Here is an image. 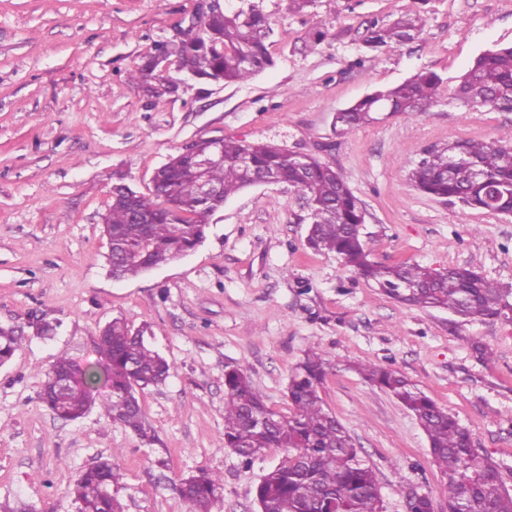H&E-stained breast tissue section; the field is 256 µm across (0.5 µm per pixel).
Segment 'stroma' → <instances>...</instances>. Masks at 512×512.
Instances as JSON below:
<instances>
[{"label": "stroma", "instance_id": "1", "mask_svg": "<svg viewBox=\"0 0 512 512\" xmlns=\"http://www.w3.org/2000/svg\"><path fill=\"white\" fill-rule=\"evenodd\" d=\"M270 15L275 64L227 86L181 83L151 105L132 78L156 43L179 38L197 0H0V326L21 330L0 367V512H76L80 471L114 457L126 512H187L175 486L204 469L222 476L212 512H258L255 490L284 449L251 465L221 446L224 370L242 368L267 406L289 415V376L311 348L331 363L325 407L373 468L383 512L414 492L448 512L445 479L417 418L367 382L362 363L405 376L472 433L512 491V318L463 322L398 302L334 254L307 249L308 209L285 184L252 186L216 212L187 256L137 276L109 273L102 216L116 182L147 191L187 143L271 141L332 164L365 204L372 261L473 268L512 288V217L417 190L408 172L433 149L512 135V112L457 104L459 78L480 53L512 45V0H224ZM417 16L414 39L378 51L375 22ZM326 34L320 45L309 34ZM421 70L438 100L416 114L380 112L336 135L334 114ZM152 331L171 370L140 391L154 444L95 404L57 419L40 400L58 358L97 360L113 318ZM54 325L37 335L39 322ZM482 343L492 356L474 351Z\"/></svg>", "mask_w": 512, "mask_h": 512}]
</instances>
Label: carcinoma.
Here are the masks:
<instances>
[{
	"label": "carcinoma",
	"instance_id": "1",
	"mask_svg": "<svg viewBox=\"0 0 512 512\" xmlns=\"http://www.w3.org/2000/svg\"><path fill=\"white\" fill-rule=\"evenodd\" d=\"M420 29L415 18L400 19L389 26H373L367 47L377 49L405 42ZM271 21L262 10L218 12L199 26L182 31L179 42L156 44L135 75L145 95L158 105L178 92L179 84L167 77L165 61L193 79L222 85L244 82L274 65L266 41ZM440 77L419 72L404 83L377 90L336 113L334 129L348 133L373 120L386 106L400 112H424L437 99ZM455 100L463 106L512 111V46L488 50L475 58L461 77ZM224 162L198 174L189 157L179 151L157 170L156 184L143 197L151 223L134 222L128 196L112 190L104 214L112 237V275L132 277L150 267L169 263L200 243L211 218L212 204L200 194L206 178L227 199L254 184L267 173L281 183L301 182L310 211L312 232L307 246L334 253L343 265L373 282L391 298L421 308H443L465 321L509 318L512 289H504L467 267L438 271L417 263L377 264L369 259L359 225L366 209L342 174L313 156L302 161L297 153L273 142L241 143L231 139L221 145ZM409 179L421 192L455 199L485 209L482 181L512 184V147L498 141H457L433 151L411 169ZM181 214L172 224L169 213ZM122 318H114L100 333L101 361L111 365L107 383L112 387L103 399L107 416L144 440H151L138 394L168 377L170 366L145 336ZM21 337L12 328L0 327V364L9 362ZM330 363L310 349L294 367L288 382L292 412L283 416L267 407L262 394L238 366L224 372L223 448L243 463L251 464L268 448H283L286 455L257 486L259 512H382L373 469L360 456L346 428L324 406L319 389ZM368 381L388 393L417 418L426 433L431 455L446 478L448 512H512V494L504 487L497 467L480 456L470 431L438 407L405 376L382 366L365 365ZM98 364L83 371L81 386L55 392L45 398L49 408L65 420L83 417L94 404V387L100 382ZM119 481V468L103 460L83 471L71 495L83 512H125L114 494L102 496V485ZM223 479L200 471L180 481L177 491L190 506L189 512H212L221 498Z\"/></svg>",
	"mask_w": 512,
	"mask_h": 512
}]
</instances>
